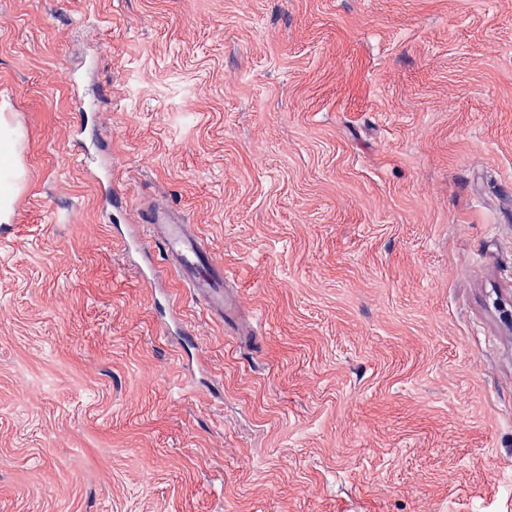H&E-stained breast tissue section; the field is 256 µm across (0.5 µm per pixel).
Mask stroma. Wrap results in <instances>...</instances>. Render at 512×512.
<instances>
[{"instance_id":"obj_1","label":"stroma","mask_w":512,"mask_h":512,"mask_svg":"<svg viewBox=\"0 0 512 512\" xmlns=\"http://www.w3.org/2000/svg\"><path fill=\"white\" fill-rule=\"evenodd\" d=\"M0 103V512H512V0H0ZM6 125L4 113H0V172L14 171V179L10 176L7 181L0 182V223H11L13 216L12 199L19 179V165L17 157V144L19 138L5 133L2 127ZM148 217L149 224L143 226L150 237L162 242L167 261L185 288H189L193 297L225 322L227 305L223 264L201 248L186 224H177L168 211L156 209L148 213Z\"/></svg>"}]
</instances>
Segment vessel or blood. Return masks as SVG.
I'll return each instance as SVG.
<instances>
[{
	"mask_svg": "<svg viewBox=\"0 0 512 512\" xmlns=\"http://www.w3.org/2000/svg\"><path fill=\"white\" fill-rule=\"evenodd\" d=\"M146 229L160 240L168 263L196 299L215 315L226 304L224 266L200 247L186 225L177 223L165 210L150 212Z\"/></svg>",
	"mask_w": 512,
	"mask_h": 512,
	"instance_id": "vessel-or-blood-1",
	"label": "vessel or blood"
}]
</instances>
